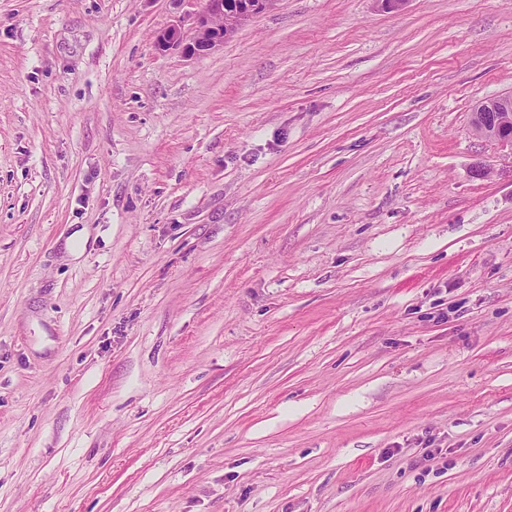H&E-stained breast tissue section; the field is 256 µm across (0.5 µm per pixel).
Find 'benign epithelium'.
<instances>
[{
	"label": "benign epithelium",
	"mask_w": 512,
	"mask_h": 512,
	"mask_svg": "<svg viewBox=\"0 0 512 512\" xmlns=\"http://www.w3.org/2000/svg\"><path fill=\"white\" fill-rule=\"evenodd\" d=\"M276 0H205L194 17L191 32L179 27L157 36L163 51L178 50L187 57H197L224 44L235 29L256 15L269 10ZM472 127L482 138L496 142L512 156V95L484 101L472 113Z\"/></svg>",
	"instance_id": "7a95c632"
}]
</instances>
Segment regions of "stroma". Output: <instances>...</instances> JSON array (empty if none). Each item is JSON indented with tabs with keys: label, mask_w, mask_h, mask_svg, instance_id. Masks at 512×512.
I'll return each instance as SVG.
<instances>
[{
	"label": "stroma",
	"mask_w": 512,
	"mask_h": 512,
	"mask_svg": "<svg viewBox=\"0 0 512 512\" xmlns=\"http://www.w3.org/2000/svg\"><path fill=\"white\" fill-rule=\"evenodd\" d=\"M0 0V512H512V0ZM277 0H206L194 17L190 35L180 27L164 30L157 36L162 51L179 50L184 56L197 57L224 44L235 29L263 11ZM512 95L484 101L472 112V127L482 138L496 142L512 157ZM506 112H500L501 110ZM509 111V112H508Z\"/></svg>",
	"instance_id": "stroma-1"
}]
</instances>
